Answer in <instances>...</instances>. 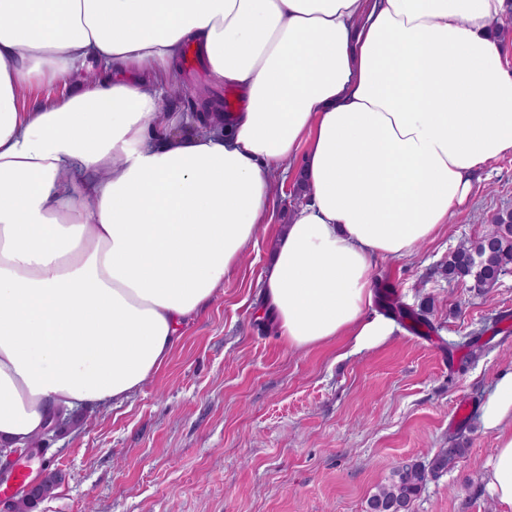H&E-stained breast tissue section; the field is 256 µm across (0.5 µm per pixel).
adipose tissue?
<instances>
[{"instance_id":"adipose-tissue-1","label":"adipose tissue","mask_w":512,"mask_h":512,"mask_svg":"<svg viewBox=\"0 0 512 512\" xmlns=\"http://www.w3.org/2000/svg\"><path fill=\"white\" fill-rule=\"evenodd\" d=\"M507 0H0V447L129 399L266 224L308 188L261 278L294 350L357 351L376 260L412 256L512 154ZM238 89L181 132L161 100L186 48ZM95 64L97 76L83 69ZM49 81L65 95L21 109ZM483 480L512 512V372L480 414Z\"/></svg>"}]
</instances>
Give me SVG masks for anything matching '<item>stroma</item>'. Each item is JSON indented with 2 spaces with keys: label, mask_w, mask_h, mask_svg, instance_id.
Listing matches in <instances>:
<instances>
[{
  "label": "stroma",
  "mask_w": 512,
  "mask_h": 512,
  "mask_svg": "<svg viewBox=\"0 0 512 512\" xmlns=\"http://www.w3.org/2000/svg\"><path fill=\"white\" fill-rule=\"evenodd\" d=\"M304 200L297 173L280 180L267 225L160 371L124 402L64 419L26 465L61 476L33 512H366L394 467L452 441L465 455L411 512H503L482 481L494 435L452 413L463 397L482 406L512 370V272L480 292L444 268L512 210V154L476 174L415 256L376 261V284L429 324L399 323L372 350L342 338L294 352L258 314L274 239Z\"/></svg>",
  "instance_id": "stroma-1"
}]
</instances>
